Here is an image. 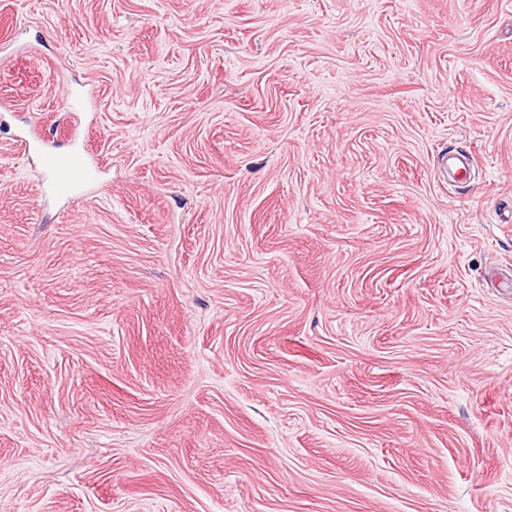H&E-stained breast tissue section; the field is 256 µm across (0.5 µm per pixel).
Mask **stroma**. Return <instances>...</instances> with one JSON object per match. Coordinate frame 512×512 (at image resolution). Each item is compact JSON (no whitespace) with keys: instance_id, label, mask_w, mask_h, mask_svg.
Returning <instances> with one entry per match:
<instances>
[{"instance_id":"obj_1","label":"stroma","mask_w":512,"mask_h":512,"mask_svg":"<svg viewBox=\"0 0 512 512\" xmlns=\"http://www.w3.org/2000/svg\"><path fill=\"white\" fill-rule=\"evenodd\" d=\"M0 512H512V0H0ZM42 165L49 177V189L59 198H72L90 181L89 165L80 152H46Z\"/></svg>"}]
</instances>
